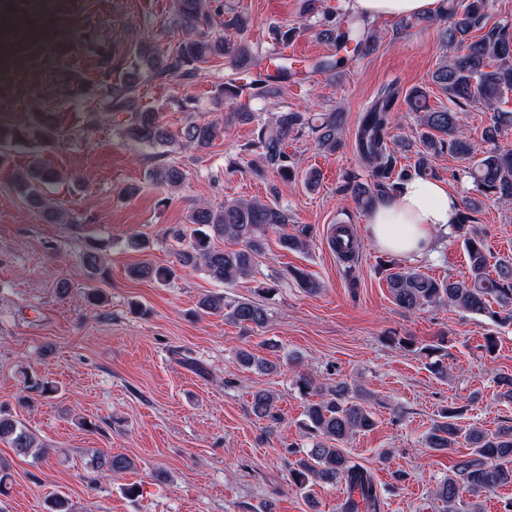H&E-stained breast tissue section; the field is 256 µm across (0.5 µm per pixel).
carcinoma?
<instances>
[{"mask_svg": "<svg viewBox=\"0 0 512 512\" xmlns=\"http://www.w3.org/2000/svg\"><path fill=\"white\" fill-rule=\"evenodd\" d=\"M487 0H450L439 20L445 23L441 38L445 54L432 81L444 90L455 108L435 109L428 103L424 88L415 86L404 92L391 83L380 89L367 103L356 126L353 150L369 178L351 177L346 189L360 211L369 213L380 202L390 198L405 178L418 175L436 177L432 160L448 152L466 163L464 177L473 185L474 195L460 205L458 223L450 236L461 241L467 255L469 273L462 279H436L426 273L404 268L396 262L387 264L386 281L394 305L404 314L413 315L430 307L450 305L464 313L485 316L496 325L512 322V257H495L489 251L481 231L474 225V214L486 199L512 202V146L500 145L504 133L512 129V112L496 110V104L512 93V26L498 25L482 36H472L484 19ZM172 23L181 29L182 38L173 49L144 44L135 52L136 63L119 80L112 73L123 60L112 51V41L99 42L93 33L84 40L96 45L100 77L89 82L76 75L65 76L60 92L70 104L87 115L92 125L103 112H127L130 119L124 135L159 152L145 172L144 182L170 193L185 184L183 167L170 160V146L180 150L203 151L224 135L226 127L210 120L191 119L174 132L164 124L160 112L139 102L142 81L194 79L202 65L213 58L224 59L231 73L217 86L216 100H250L269 104L281 97L285 85L297 70L281 48L288 45L295 29L275 26L271 29V47L252 48L244 41L233 42L224 35L228 30L244 31L247 17L238 10L236 0H173ZM303 14L316 18L322 34L334 41L337 51L367 56L376 49L379 37L365 20L346 13L339 20L321 9L320 0H304ZM346 61L333 56L315 61L311 69L330 74ZM406 103L416 115L413 145L415 162L411 167L397 168L394 129L399 124L396 106ZM482 105L491 110L482 140L489 148L482 150L461 125L459 113ZM342 113L328 112L316 125L305 112L278 111L268 120L257 123L254 138L243 145L242 152L258 153L264 167L277 174L283 183L302 179L307 190H315L320 174L314 169L299 172L295 158L288 154V141L310 130L319 148L333 151L339 142ZM74 132L63 127L52 111L35 112L20 124L0 123V168L9 163L12 152L21 147L52 148L66 144ZM68 180L65 174L46 166L33 157L21 171L12 174L15 192L26 202L39 221L45 224H78L80 218L58 208L49 198V186ZM188 223L204 227L191 236L183 225L168 228L176 243V263L182 268L203 271L210 279L232 285L257 272L256 258L264 252L267 233L279 232L282 248L300 251L307 246L311 227L295 225L288 231V211L261 199L233 198L220 206L195 205ZM219 240H230L238 249H225ZM85 269L96 274L103 265L99 249L87 245L82 254ZM134 279L164 284L175 276L171 267L142 262L128 269ZM198 309L204 314H224V318L244 327H262L268 320L266 308L252 301H228L219 293L201 298ZM238 363L245 369L271 370L274 365L252 351L241 350ZM298 390L307 398L305 429L314 436L309 448H298L299 455L288 473L290 482L305 490L316 482H345L347 496L337 512H381L379 498L371 475L355 463L337 443L376 428L375 413L365 398L356 394L345 382L317 385L305 375L297 380ZM276 397L260 389L252 393L251 413L257 420L275 423L279 420ZM462 411L448 409L435 421L424 437V445L434 451H446L462 443L470 452L454 465L451 474L437 483L436 500L446 512L463 508L462 492L473 496L493 492L512 485V421L489 434L473 425L458 424ZM0 441L7 443L18 456H40L45 449L35 443L30 430L20 421L0 413ZM91 471L115 476L134 468V462L123 454L99 451L90 460Z\"/></svg>", "mask_w": 512, "mask_h": 512, "instance_id": "obj_1", "label": "carcinoma"}]
</instances>
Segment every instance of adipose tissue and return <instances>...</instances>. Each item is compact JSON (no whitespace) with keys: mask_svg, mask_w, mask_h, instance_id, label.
<instances>
[{"mask_svg":"<svg viewBox=\"0 0 512 512\" xmlns=\"http://www.w3.org/2000/svg\"><path fill=\"white\" fill-rule=\"evenodd\" d=\"M440 0H351L353 11L367 19L430 16ZM459 200L441 183L410 178L396 197L372 210L368 237L377 248L415 263L432 256L438 236L457 223Z\"/></svg>","mask_w":512,"mask_h":512,"instance_id":"ef3b65f1","label":"adipose tissue"}]
</instances>
